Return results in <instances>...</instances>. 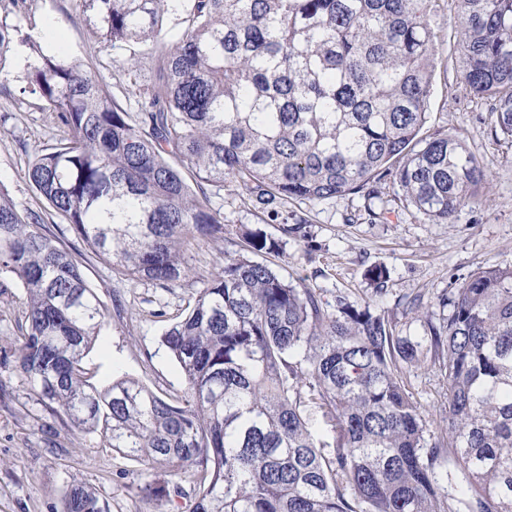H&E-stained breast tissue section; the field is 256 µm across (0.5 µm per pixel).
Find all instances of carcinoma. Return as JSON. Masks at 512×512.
<instances>
[{"label":"carcinoma","instance_id":"obj_1","mask_svg":"<svg viewBox=\"0 0 512 512\" xmlns=\"http://www.w3.org/2000/svg\"><path fill=\"white\" fill-rule=\"evenodd\" d=\"M84 0L114 48L159 47L137 110L117 104L76 58L38 53L32 91L66 129L34 157L30 183L84 248L132 281L174 283L185 252L224 233L191 184L240 185L255 204L367 191L395 174L432 222L476 200L484 168L455 136H421L435 77V0ZM463 80L512 138V0H452ZM0 65L12 50L0 6ZM249 248L278 244L248 233ZM27 295L21 369L39 398L102 447L156 477L198 487L192 512H512V266L471 274L447 324L396 336L369 301L330 311L268 265L224 258L161 343L178 364L175 403L119 378L100 389L84 358L103 308L77 261L0 187V279ZM442 362L448 429L439 434L404 370ZM318 413L325 437L312 427ZM63 512H107L75 484Z\"/></svg>","mask_w":512,"mask_h":512}]
</instances>
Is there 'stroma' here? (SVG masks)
<instances>
[{"label":"stroma","instance_id":"stroma-1","mask_svg":"<svg viewBox=\"0 0 512 512\" xmlns=\"http://www.w3.org/2000/svg\"><path fill=\"white\" fill-rule=\"evenodd\" d=\"M8 21L15 25L13 49L0 64V186L19 209L44 213L45 227L81 263L88 285L105 310V324L84 360L90 380L104 388L127 376L173 401L183 394L180 370L160 338L193 305L225 256L242 254L243 235L261 231L277 251L255 252L300 288L315 289L322 301L345 299L373 307L398 336H420L425 320L446 323L441 300L473 272L512 265V141L492 135L488 107L470 95L456 51L459 28L453 5L438 0L432 17L436 74L423 135L459 138L485 167L488 182L479 202L463 207L455 222L432 224L407 203L393 176L377 180L376 198L350 194L317 203L288 200L275 211L253 205L234 181L206 187L212 209L224 218V233L185 253L187 274L174 284L134 282L86 252L73 232L49 212L30 184L32 159L66 136L54 113L28 88L27 74L38 53L80 59L117 103L133 108L134 83L155 77L150 46L128 71L127 50L104 46L85 21L83 0H24ZM386 271L382 287L365 273ZM420 297L421 316L406 302ZM26 293L11 282L0 293V512H61L66 490L84 484L108 512H191L192 485L157 504L143 498L144 466L99 445L93 434L75 430L40 401L21 370L15 344L25 327ZM407 383L434 431L446 430V383L437 367H412Z\"/></svg>","mask_w":512,"mask_h":512}]
</instances>
